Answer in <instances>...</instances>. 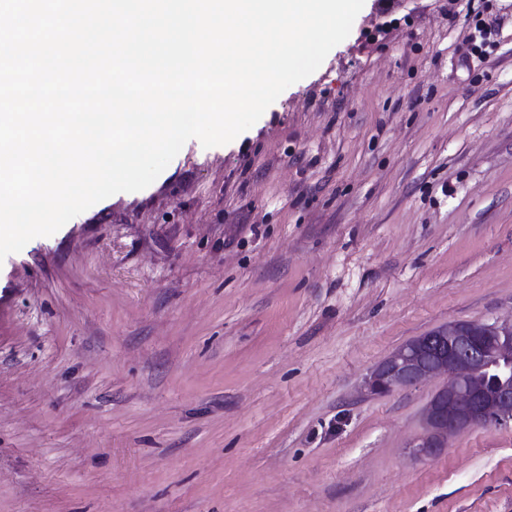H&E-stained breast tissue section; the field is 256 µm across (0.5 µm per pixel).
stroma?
Returning <instances> with one entry per match:
<instances>
[{
    "label": "stroma",
    "instance_id": "1",
    "mask_svg": "<svg viewBox=\"0 0 512 512\" xmlns=\"http://www.w3.org/2000/svg\"><path fill=\"white\" fill-rule=\"evenodd\" d=\"M509 316L512 0H365L232 142L0 262V512H512V427L417 458L443 379L363 389Z\"/></svg>",
    "mask_w": 512,
    "mask_h": 512
}]
</instances>
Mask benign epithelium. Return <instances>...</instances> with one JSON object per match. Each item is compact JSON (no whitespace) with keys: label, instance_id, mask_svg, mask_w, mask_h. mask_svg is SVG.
<instances>
[{"label":"benign epithelium","instance_id":"benign-epithelium-1","mask_svg":"<svg viewBox=\"0 0 512 512\" xmlns=\"http://www.w3.org/2000/svg\"><path fill=\"white\" fill-rule=\"evenodd\" d=\"M439 376L448 382L427 404L415 455L437 454L449 437L476 426H511L512 320L450 321L407 341L370 370L364 390L385 394Z\"/></svg>","mask_w":512,"mask_h":512}]
</instances>
